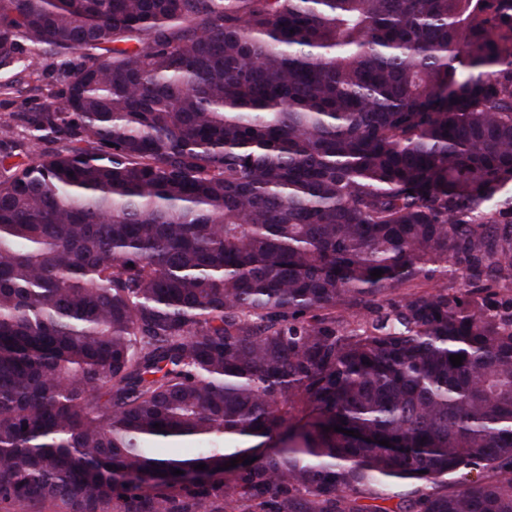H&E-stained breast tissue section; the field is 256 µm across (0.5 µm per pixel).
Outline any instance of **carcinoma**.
<instances>
[{
  "label": "carcinoma",
  "mask_w": 512,
  "mask_h": 512,
  "mask_svg": "<svg viewBox=\"0 0 512 512\" xmlns=\"http://www.w3.org/2000/svg\"><path fill=\"white\" fill-rule=\"evenodd\" d=\"M43 50L0 512H512V0H0V93ZM429 269L431 271L428 272L426 277H421L420 279L412 283V285L416 286V288L411 289H415L414 291H418L421 293L431 292L442 285H448V287L457 286L462 281V269L459 266L452 268V270H448V275H445L442 272V269H437L435 266H430Z\"/></svg>",
  "instance_id": "1"
}]
</instances>
